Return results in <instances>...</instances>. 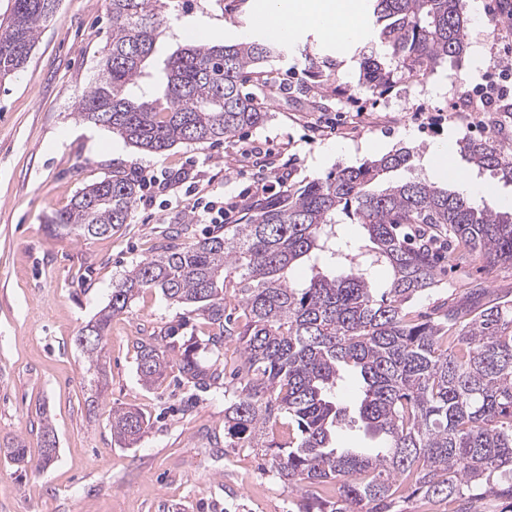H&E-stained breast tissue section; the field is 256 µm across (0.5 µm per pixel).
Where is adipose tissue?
<instances>
[{
  "mask_svg": "<svg viewBox=\"0 0 512 512\" xmlns=\"http://www.w3.org/2000/svg\"><path fill=\"white\" fill-rule=\"evenodd\" d=\"M259 25L275 39L297 28L312 27L340 42L363 40L370 32L359 0H268Z\"/></svg>",
  "mask_w": 512,
  "mask_h": 512,
  "instance_id": "1",
  "label": "adipose tissue"
}]
</instances>
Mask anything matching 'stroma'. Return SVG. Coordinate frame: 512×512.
I'll return each instance as SVG.
<instances>
[{
  "label": "stroma",
  "instance_id": "obj_1",
  "mask_svg": "<svg viewBox=\"0 0 512 512\" xmlns=\"http://www.w3.org/2000/svg\"><path fill=\"white\" fill-rule=\"evenodd\" d=\"M468 19V48L460 62L440 67L428 83L403 77L381 97L343 96L356 84V43L328 41L301 29L288 53L262 64L245 88L269 114L256 128L214 144H178L161 154L140 151L109 130L81 121L78 95L98 72L109 35L106 0H61L29 62L0 84V446L23 441L25 471L0 453V512H300L303 504L330 499L334 484L293 491L249 448H228L223 388L201 392L165 380L141 385L134 343L168 327L181 340L202 335L186 308L170 305L157 291L136 299L112 320L108 352L110 384L88 409L84 359L75 339L103 308L133 264L151 257L165 234L181 230L182 241L208 233L196 222L182 187L138 201L129 224L109 237L52 235L47 216L64 208L77 191L114 169L131 175L187 171L196 195L235 204L229 221L241 223L259 200L261 187L326 178L337 167L359 166L401 147L410 148V168L392 173L396 182H440L425 162L439 142L465 136L488 140L487 110L451 109L456 88L484 82L494 63L512 60V18L502 0H479ZM264 0H171L170 29L148 61L159 71L186 44V26L206 30L207 45L238 43L239 33L261 38L257 13ZM456 167L491 194L474 196L481 207L512 211V184L491 170ZM442 286L416 309L429 314L440 304H463L473 285L489 298L512 299V267L481 270L478 262L455 264ZM135 406L151 427L140 444L122 448L111 436L113 409ZM48 415L58 456L44 470L41 415Z\"/></svg>",
  "mask_w": 512,
  "mask_h": 512
}]
</instances>
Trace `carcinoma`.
Listing matches in <instances>:
<instances>
[{
	"label": "carcinoma",
	"instance_id": "carcinoma-1",
	"mask_svg": "<svg viewBox=\"0 0 512 512\" xmlns=\"http://www.w3.org/2000/svg\"><path fill=\"white\" fill-rule=\"evenodd\" d=\"M60 0H12L0 21V79L27 63ZM167 0H108L110 36L93 84L77 98L80 119L129 145L163 153L178 143L206 144L263 124L267 112L243 92L249 70L287 46L255 39L231 45H190L163 63L155 83L146 63L168 31ZM382 52H359L360 78L351 91L378 95L395 74L435 73L467 48L463 0H372ZM476 166L512 183V149L493 141L464 145ZM411 166L405 148L325 179L288 186L250 209L242 224H224L190 242L166 237L154 255L112 284V296L81 332L90 371L89 401L107 386L106 343L112 317L146 291L190 308L207 334L185 346L178 328L136 343V372L148 389L177 370L182 386L206 390L224 371L206 364L224 341L239 346L233 400L224 409L230 448L271 453V468L291 490L339 483L336 498L306 503L302 512H402L397 503L421 495L469 499L483 491L512 501V304L446 308L410 317L409 307L437 286L441 252L455 242L459 257L486 270L512 266V212L479 208L463 195L422 180L373 186ZM140 182L111 171L56 211V235L112 236L127 224ZM366 231L358 245L341 233L340 214ZM310 266L306 282L295 267ZM389 272L374 288L373 273ZM243 312L240 325L229 302ZM362 382L357 407L375 448H339L347 407L336 390L344 371ZM150 420L132 407L112 410L110 428L123 445L141 442ZM41 458L54 462L57 441L40 420ZM20 468L27 448L5 446Z\"/></svg>",
	"mask_w": 512,
	"mask_h": 512
}]
</instances>
